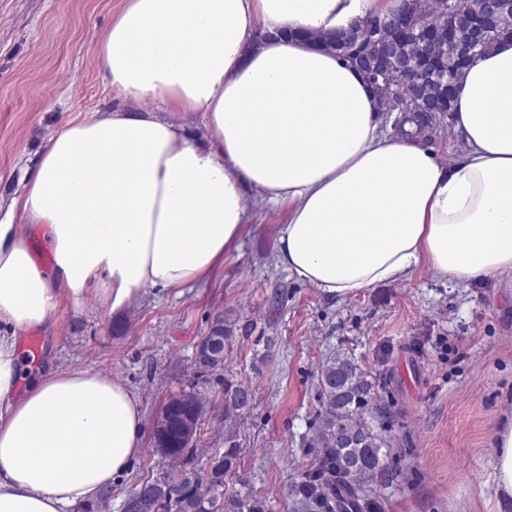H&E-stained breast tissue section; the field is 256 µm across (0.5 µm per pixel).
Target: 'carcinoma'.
I'll return each instance as SVG.
<instances>
[{"label": "carcinoma", "instance_id": "cac0c4a2", "mask_svg": "<svg viewBox=\"0 0 512 512\" xmlns=\"http://www.w3.org/2000/svg\"><path fill=\"white\" fill-rule=\"evenodd\" d=\"M403 7L414 14L419 26L410 34L394 33L380 27L388 25L390 15L371 11L352 23L347 36L334 35L324 39L328 49L356 67L365 82L383 102L401 98L420 101L430 98L440 103L445 112H452L453 101L448 99V84L458 85L466 66H448V46L463 42L468 37L469 22L474 20L479 4L477 0H456L454 17L442 12V0H404ZM512 36V15L480 44L475 54L490 50L501 38ZM359 42L366 64L392 47L394 52L408 60L423 62L431 67L427 76L419 81L407 77L397 68L378 80L371 79V71L356 63L349 55L347 45ZM445 126H431L417 112H406L398 117L397 134L424 143ZM319 384L325 399V414L321 419L317 442L322 449L319 469L344 483L352 494L361 485L381 471L383 442L364 421L361 408L371 394L372 385L357 371L351 360L337 356L323 365ZM243 385L224 383V420L230 422L247 408L240 399ZM156 447L174 465L173 474L179 473L188 450L177 427L154 439ZM224 454L212 455L204 478L184 485L178 498L164 493L166 480L144 481L133 493L135 502L125 512H261L259 502L245 496H224V477L237 468L239 448L231 433L224 436Z\"/></svg>", "mask_w": 512, "mask_h": 512}]
</instances>
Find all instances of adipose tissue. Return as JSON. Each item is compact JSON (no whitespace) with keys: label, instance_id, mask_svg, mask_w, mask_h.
<instances>
[{"label":"adipose tissue","instance_id":"1","mask_svg":"<svg viewBox=\"0 0 512 512\" xmlns=\"http://www.w3.org/2000/svg\"><path fill=\"white\" fill-rule=\"evenodd\" d=\"M399 4L126 0L97 52L126 109L50 137L0 219V512L96 502L143 446L140 402L109 372L59 366L17 393L18 332L63 300L118 315L208 282L253 207L287 206L276 263L330 295L421 266L463 284L512 271V37L465 70L447 160L393 136L361 74L311 40ZM196 112L201 141L181 122Z\"/></svg>","mask_w":512,"mask_h":512}]
</instances>
